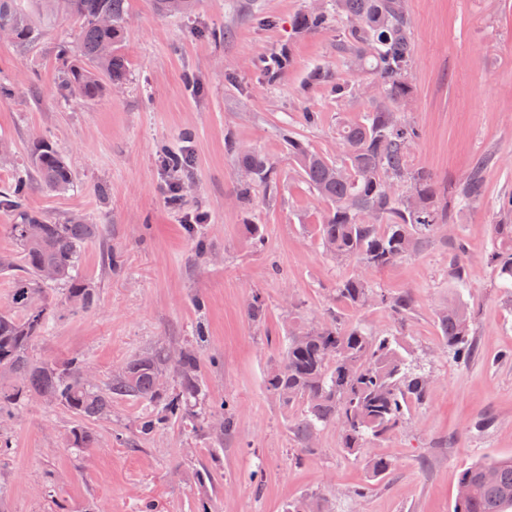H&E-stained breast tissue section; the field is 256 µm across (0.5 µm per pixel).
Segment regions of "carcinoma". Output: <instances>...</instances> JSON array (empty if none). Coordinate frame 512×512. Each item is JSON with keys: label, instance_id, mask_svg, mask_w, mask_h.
<instances>
[{"label": "carcinoma", "instance_id": "carcinoma-1", "mask_svg": "<svg viewBox=\"0 0 512 512\" xmlns=\"http://www.w3.org/2000/svg\"><path fill=\"white\" fill-rule=\"evenodd\" d=\"M42 19L62 13L79 23L76 44L60 47L62 66L58 88L64 96L94 99L105 85L121 87L128 64L119 51L128 23L126 0H32ZM162 13L191 12L194 0H153ZM343 35L346 76H336L334 92L342 100L368 81L371 107L361 121L343 125L337 135L344 161L338 163L312 150L298 138L288 139V151L312 191L331 208L316 232L324 251L338 262L353 261L362 272L336 283V301L350 307L385 304L398 319L408 301L387 297L373 287L365 272L409 256L442 220L433 178L411 163L419 136L400 106L412 93L411 15L406 0H333L332 7H313L297 18L301 32L324 28L331 11ZM9 30L14 42L37 41L40 29L22 0H0V31ZM238 167L249 173L243 193L254 184L268 185L273 169L255 151L237 153ZM29 165L35 185L61 192L73 186L71 164L45 141L33 144ZM28 179L20 176L0 193V208L16 212L9 225L17 250L0 253V273L12 276L10 309L0 312V368L15 375L13 392L0 399V412L32 396L64 406L78 420L101 418L118 398L149 404L137 423L138 438L147 440L179 420L205 428L217 439L233 429L231 413L215 415L205 406L199 357L192 347H157L128 360L97 384L85 363L71 358L61 363L35 362L31 342L46 331L47 286L66 290L67 299L87 309L95 293L79 273L85 246L102 234V226L81 217L51 224L29 213L25 199ZM482 195L477 173L458 186L459 203ZM496 241L488 262L501 279H512V224H493ZM50 268L46 279L42 270ZM471 315L460 302L439 311L438 326L448 352L470 351ZM171 373L176 386L160 383ZM429 375L402 353L393 334L347 327L333 315L319 321L288 316V336L282 355L267 373L266 387L283 410L297 409L292 425L301 447L309 449L321 431L338 430L341 448L349 454L367 453L371 443L407 424L405 409L422 402ZM72 447L93 448L95 437L80 424L72 431ZM512 507V457L482 460L465 468L458 478L453 512H506ZM285 512H325L322 499L311 494L288 502Z\"/></svg>", "mask_w": 512, "mask_h": 512}]
</instances>
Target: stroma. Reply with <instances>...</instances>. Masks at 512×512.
Returning <instances> with one entry per match:
<instances>
[{
    "instance_id": "1",
    "label": "stroma",
    "mask_w": 512,
    "mask_h": 512,
    "mask_svg": "<svg viewBox=\"0 0 512 512\" xmlns=\"http://www.w3.org/2000/svg\"><path fill=\"white\" fill-rule=\"evenodd\" d=\"M310 2L195 0L182 17L128 0L127 80L94 100L59 93L57 50L76 37L72 19L59 17L28 47L0 39V81L11 87L0 98V191L24 170L32 144L49 141L71 162L75 186L34 189L29 210L104 227L83 257L94 305L74 307L63 289H47L51 321L30 357L78 358L103 381L135 355L192 344L201 320L207 404L226 405L235 421L220 443L177 423L143 441L135 428L145 403L117 400L106 418L84 421L97 446L80 451L70 446V412L30 399L0 418L10 442L0 453V512H144L149 502L158 512H283L310 493L327 512H453L466 467L512 456V286L486 263L488 227L512 194V0H408L413 95L404 111L419 130L411 159L432 174L448 214L415 253L369 275L386 294L410 296L403 323L380 305L337 304V281L356 267L323 250L315 226L329 204L288 153L295 137L341 157L338 126L371 106L308 83L314 69L343 70L335 23L312 33L295 27ZM285 50L288 66L269 79L267 65ZM238 148L266 156L272 187L242 196ZM167 151L190 152V174L165 168ZM477 167L481 197L454 204L452 189ZM197 212L205 223L187 230L184 216ZM250 224L261 225L263 242L250 238ZM200 238L208 255L196 253ZM455 255L468 268L463 286L448 275ZM255 295L266 305L260 324L245 311ZM456 299L473 317L472 351L460 358L437 331L438 311ZM293 303L309 321L336 313L353 326L400 332L405 356L429 374L427 398L410 406L406 426L372 447L391 460L387 474L346 455L336 429L308 451L294 441L265 383Z\"/></svg>"
}]
</instances>
